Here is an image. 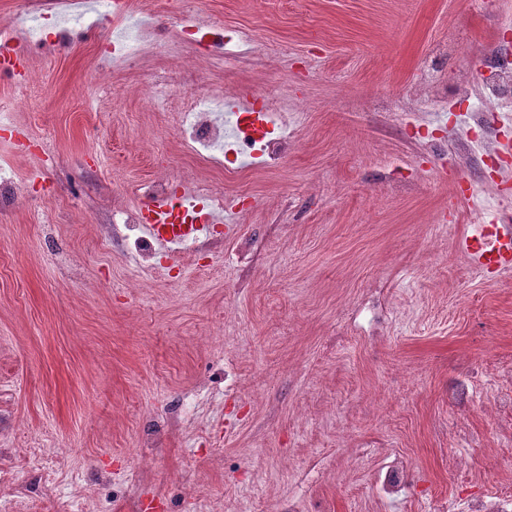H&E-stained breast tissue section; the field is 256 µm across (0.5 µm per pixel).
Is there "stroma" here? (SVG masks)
<instances>
[{
    "instance_id": "obj_1",
    "label": "stroma",
    "mask_w": 512,
    "mask_h": 512,
    "mask_svg": "<svg viewBox=\"0 0 512 512\" xmlns=\"http://www.w3.org/2000/svg\"><path fill=\"white\" fill-rule=\"evenodd\" d=\"M71 10L0 0L22 59L0 164L25 188L0 203V512H458L512 491V270L457 249L488 215L512 231V96L484 101L480 76L512 0H128L129 62L116 20L68 30ZM185 22L236 55L169 50ZM201 92L287 99L279 163L187 151ZM158 181L223 195L234 228L150 273L106 226ZM461 364L468 411L448 404Z\"/></svg>"
}]
</instances>
